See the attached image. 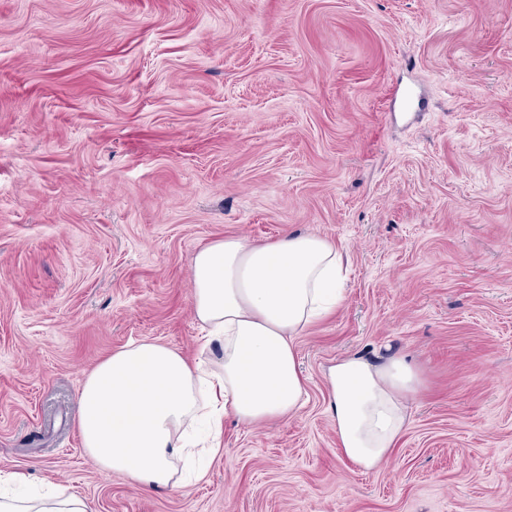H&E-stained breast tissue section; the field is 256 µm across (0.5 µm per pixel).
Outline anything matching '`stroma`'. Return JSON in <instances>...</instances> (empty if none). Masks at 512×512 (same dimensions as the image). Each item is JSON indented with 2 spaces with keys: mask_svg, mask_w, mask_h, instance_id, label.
Masks as SVG:
<instances>
[{
  "mask_svg": "<svg viewBox=\"0 0 512 512\" xmlns=\"http://www.w3.org/2000/svg\"><path fill=\"white\" fill-rule=\"evenodd\" d=\"M286 230L349 256L305 406L179 488L104 477L85 375L199 357L197 248ZM354 354L423 381L368 472L328 410ZM1 471L91 512H512V0H0Z\"/></svg>",
  "mask_w": 512,
  "mask_h": 512,
  "instance_id": "obj_1",
  "label": "stroma"
}]
</instances>
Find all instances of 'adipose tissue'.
<instances>
[{
	"instance_id": "adipose-tissue-1",
	"label": "adipose tissue",
	"mask_w": 512,
	"mask_h": 512,
	"mask_svg": "<svg viewBox=\"0 0 512 512\" xmlns=\"http://www.w3.org/2000/svg\"><path fill=\"white\" fill-rule=\"evenodd\" d=\"M341 251L315 235L283 232L263 245L227 237L201 245L192 265V303L206 328L212 364L149 340L127 344L89 372L77 425L87 456L105 475L142 490L177 487L195 447L215 455L224 421L253 426L295 414L305 389L295 340L342 300ZM336 445L364 471L380 466L408 428L407 404L421 389L404 359L374 365L352 355L329 367ZM22 472L0 473V512H89L58 487L23 494Z\"/></svg>"
}]
</instances>
